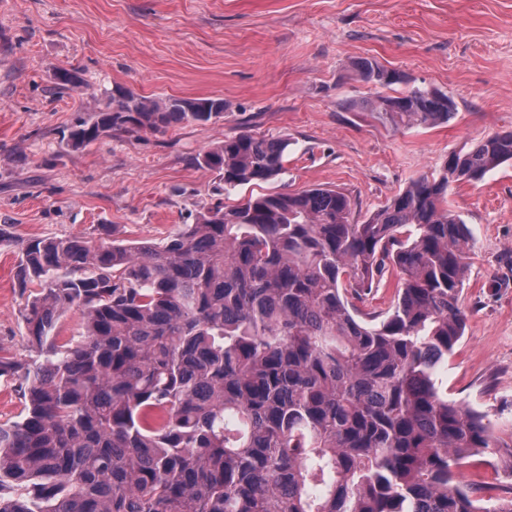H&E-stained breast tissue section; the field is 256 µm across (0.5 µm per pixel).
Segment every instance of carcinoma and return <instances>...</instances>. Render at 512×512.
Returning a JSON list of instances; mask_svg holds the SVG:
<instances>
[{
	"label": "carcinoma",
	"mask_w": 512,
	"mask_h": 512,
	"mask_svg": "<svg viewBox=\"0 0 512 512\" xmlns=\"http://www.w3.org/2000/svg\"><path fill=\"white\" fill-rule=\"evenodd\" d=\"M361 79L404 75L372 58ZM57 88L82 84L54 73ZM224 99L141 98L115 86L71 127L74 150L116 131L224 118ZM400 129L455 114L437 90L379 96ZM291 142L249 132L197 157L224 193L283 174ZM512 161V131L455 153L362 223L325 188L204 209L160 243L21 242L29 348L21 420L0 423V512H512L457 481L466 459L512 464L485 416L433 378L463 336L469 231L448 189ZM383 319L357 303L388 268ZM37 282L41 291L27 293ZM71 308L84 333L61 343Z\"/></svg>",
	"instance_id": "carcinoma-1"
}]
</instances>
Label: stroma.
Segmentation results:
<instances>
[{"label":"stroma","mask_w":512,"mask_h":512,"mask_svg":"<svg viewBox=\"0 0 512 512\" xmlns=\"http://www.w3.org/2000/svg\"><path fill=\"white\" fill-rule=\"evenodd\" d=\"M372 57L405 75L389 88L446 93L448 123L396 130L364 105L377 88L353 68ZM81 86L57 89V69ZM122 85L152 98L221 97L223 119L163 133L116 132L73 152L77 116ZM512 131V0H0V357L36 359L14 285L20 243L97 238L158 243L204 208L316 187L347 194L363 221L450 154ZM288 137L277 180L222 197L198 155L242 132ZM449 209L467 224L465 331L435 371L450 401L483 412L512 446V162L453 185ZM481 502L512 493L498 455L462 470Z\"/></svg>","instance_id":"1"}]
</instances>
